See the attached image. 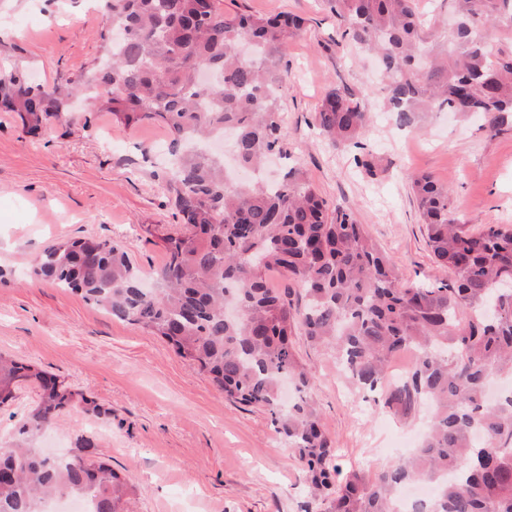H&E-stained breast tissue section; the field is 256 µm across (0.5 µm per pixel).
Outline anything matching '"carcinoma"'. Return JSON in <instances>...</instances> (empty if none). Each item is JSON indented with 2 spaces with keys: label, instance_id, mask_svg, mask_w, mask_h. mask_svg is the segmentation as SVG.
I'll use <instances>...</instances> for the list:
<instances>
[{
  "label": "carcinoma",
  "instance_id": "carcinoma-1",
  "mask_svg": "<svg viewBox=\"0 0 512 512\" xmlns=\"http://www.w3.org/2000/svg\"><path fill=\"white\" fill-rule=\"evenodd\" d=\"M453 23L434 33L416 0H323L341 39L372 52L380 91L401 127L430 112L480 114L486 129L512 130V53L486 50L489 25L512 20V0H450ZM220 0H112L109 59L90 82L28 84L0 72V107L35 130L62 101L86 89L126 126L167 131L170 187L182 223L161 230L166 261L144 290L127 253L89 240L48 246L32 276L73 291L119 320L165 339L228 399L266 410L297 455L311 487L305 512H402L398 491L428 482L436 496L420 512H512V389L488 399L492 378L512 379V227L474 233L459 223L448 186L428 174L410 189L437 263L454 280L404 281L355 215L326 202L299 165L272 189L258 178L230 182L224 162L194 144L218 127L236 131L239 163L261 170L288 154L283 128L284 51L305 20L289 13L224 17ZM314 120L335 146L353 148L372 178L382 171L365 141V96L330 88ZM288 285L272 288L267 274ZM296 284L306 303L291 299ZM233 306L238 315L224 316ZM336 354L357 390L382 391L384 407L424 409L426 433L413 453L371 478L343 472L318 423L313 375L292 337ZM414 356L385 384L391 363ZM24 383L39 399L19 428L24 443L0 452V512H39L50 497L88 499L89 512H119L128 486L109 466L76 452L49 458L28 441L77 403L97 406L55 376L0 353V405Z\"/></svg>",
  "mask_w": 512,
  "mask_h": 512
}]
</instances>
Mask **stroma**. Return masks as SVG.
Segmentation results:
<instances>
[{
	"instance_id": "stroma-1",
	"label": "stroma",
	"mask_w": 512,
	"mask_h": 512,
	"mask_svg": "<svg viewBox=\"0 0 512 512\" xmlns=\"http://www.w3.org/2000/svg\"><path fill=\"white\" fill-rule=\"evenodd\" d=\"M105 0H0V68L42 85L78 79L100 62L107 33ZM225 13L289 12L302 32L288 46L284 98L287 148L328 211H352L395 262L403 278L432 284L450 278L427 245L411 175L428 173L451 188L456 215L473 232L512 225V131L492 135L479 118L429 115L422 128L399 127L370 99L369 146L382 173L371 179L351 150L318 134L314 115L334 82L361 92L373 69L359 46L340 43L335 18L319 0H221ZM64 118L26 134L19 117L0 111V352L64 380L107 408L74 406L35 445L70 453L79 438L90 454L131 486L125 512H302L308 499L302 466L263 409L232 402L192 361L161 337L112 318L69 289L36 281L29 271L44 249L64 238L119 245L151 284L165 252L150 230L175 223L167 164L156 144L166 132L148 121L125 127L77 96ZM315 378L320 421L343 470L376 474L414 446L423 415H393L372 398L349 395L330 353L294 340ZM37 399L33 387L0 406V447Z\"/></svg>"
}]
</instances>
